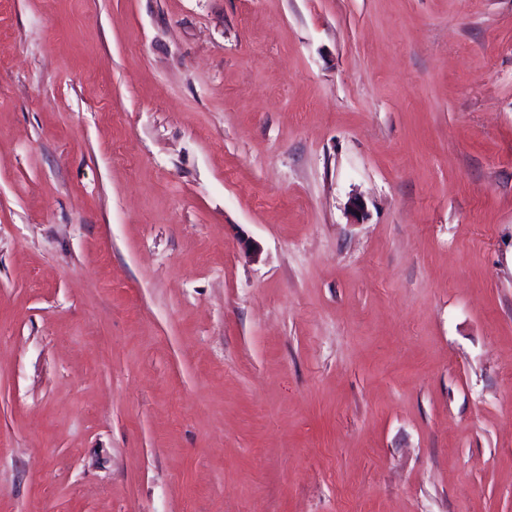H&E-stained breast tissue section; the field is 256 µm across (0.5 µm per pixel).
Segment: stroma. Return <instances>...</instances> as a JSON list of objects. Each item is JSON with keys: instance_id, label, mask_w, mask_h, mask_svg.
<instances>
[{"instance_id": "obj_1", "label": "stroma", "mask_w": 512, "mask_h": 512, "mask_svg": "<svg viewBox=\"0 0 512 512\" xmlns=\"http://www.w3.org/2000/svg\"><path fill=\"white\" fill-rule=\"evenodd\" d=\"M0 512H512V0H0Z\"/></svg>"}]
</instances>
